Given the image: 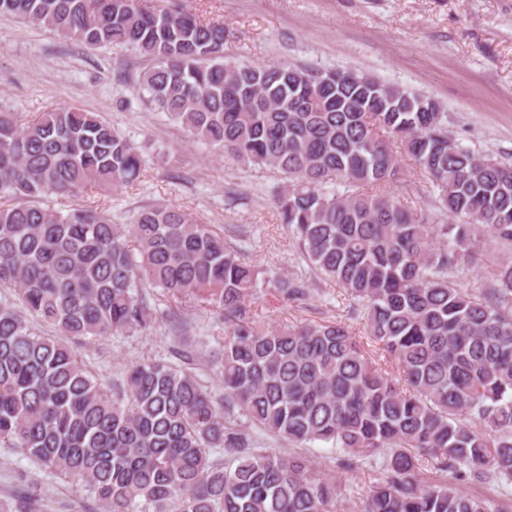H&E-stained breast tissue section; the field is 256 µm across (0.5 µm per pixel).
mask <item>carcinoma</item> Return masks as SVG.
<instances>
[{
	"instance_id": "carcinoma-1",
	"label": "carcinoma",
	"mask_w": 512,
	"mask_h": 512,
	"mask_svg": "<svg viewBox=\"0 0 512 512\" xmlns=\"http://www.w3.org/2000/svg\"><path fill=\"white\" fill-rule=\"evenodd\" d=\"M0 15L150 58L138 85L153 109L216 155L281 176L282 223L397 366L375 365L341 321L264 326L241 225L228 227L235 244L173 204L128 224L104 207L46 205L133 184L139 147L78 107L26 123L0 111V286L15 293L0 302V446L103 512H333L341 487L258 446L236 411L290 445L331 444L345 469L382 457L362 512H496L422 470L512 483V259L476 292L455 281L485 237L512 250V163L461 146L436 102L371 75L229 60L224 26L188 11L0 0ZM395 140L437 191L434 208L389 191ZM148 286L223 319V394L199 378L183 321L179 365L135 362L112 386L89 372L83 339L149 327ZM268 287L289 302L312 291L300 277ZM31 318L56 334H35Z\"/></svg>"
}]
</instances>
